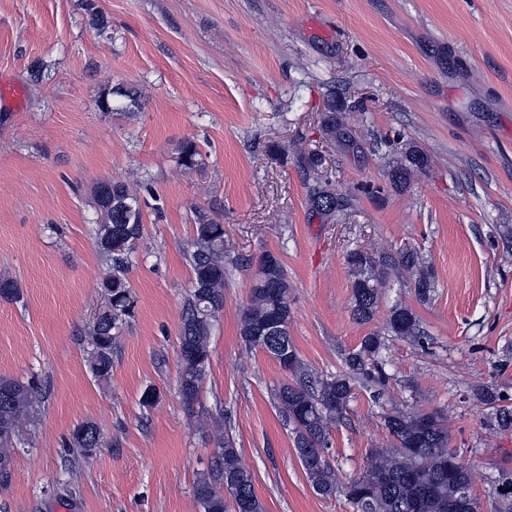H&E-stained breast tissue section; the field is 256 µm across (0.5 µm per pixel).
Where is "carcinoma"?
Segmentation results:
<instances>
[{
	"label": "carcinoma",
	"instance_id": "obj_1",
	"mask_svg": "<svg viewBox=\"0 0 512 512\" xmlns=\"http://www.w3.org/2000/svg\"><path fill=\"white\" fill-rule=\"evenodd\" d=\"M103 112L120 110L133 113L140 108V95L131 88L104 90L98 101ZM200 153L190 140L180 147L181 166L198 165ZM94 201L102 216L95 225V243L108 274L101 288L108 304L99 310L88 327V359L94 378L106 382L112 376V351L127 319L133 315L134 300L127 277L132 249L115 251L120 238L137 240L143 231L140 199L123 182H105L97 186ZM319 209L333 213L340 203L336 195L321 189L311 197ZM195 236L187 250L193 270L192 289L180 324V391L187 402L197 394L210 363V338L218 313L224 309V224L204 210L194 211ZM398 264L415 277V288L427 297L434 287L417 253L400 251ZM385 268L356 279L352 285L351 313L360 324L376 315ZM290 284L286 270L271 254L261 258L259 275L250 288L247 305L242 309L239 335L250 348H260L272 356L291 382L275 391L278 409L293 426L297 458L313 492L322 498L344 494L355 512H480L474 495H461L471 488L472 472L448 450V428L436 413L394 410L383 416L392 437L388 448H373L368 467L359 475L342 482L336 476L325 451L329 448V427L343 419L351 398L353 383L364 380L379 383L383 378L381 352L386 336L420 342L422 331L415 313L406 305L389 310L385 331L373 330L360 346L345 358L343 373L314 377L303 364L292 343L289 324ZM477 399L495 407L498 427H512V410L497 406L499 393L487 386L475 389ZM41 389L32 381L24 383L0 375V470L12 471L22 426L36 410ZM71 445L85 456L99 448V426L88 421L72 433ZM194 495L203 512H264L256 496L253 476L241 462L239 451L228 439L218 442V460L213 468L201 473L194 484Z\"/></svg>",
	"mask_w": 512,
	"mask_h": 512
}]
</instances>
